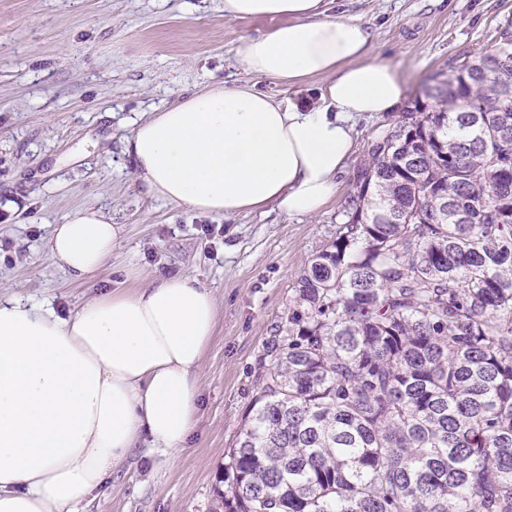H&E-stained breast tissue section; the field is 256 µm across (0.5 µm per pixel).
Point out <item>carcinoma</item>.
<instances>
[{"mask_svg": "<svg viewBox=\"0 0 512 512\" xmlns=\"http://www.w3.org/2000/svg\"><path fill=\"white\" fill-rule=\"evenodd\" d=\"M371 141L213 512H512V24Z\"/></svg>", "mask_w": 512, "mask_h": 512, "instance_id": "1", "label": "carcinoma"}]
</instances>
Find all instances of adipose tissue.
Masks as SVG:
<instances>
[{
  "instance_id": "ef3b65f1",
  "label": "adipose tissue",
  "mask_w": 512,
  "mask_h": 512,
  "mask_svg": "<svg viewBox=\"0 0 512 512\" xmlns=\"http://www.w3.org/2000/svg\"><path fill=\"white\" fill-rule=\"evenodd\" d=\"M332 5L224 0L227 21L275 22L239 45L244 71L289 87L321 79L320 100L222 84L143 115L124 153L148 197L227 219L327 205L355 147L351 116L395 111L404 95L365 24ZM120 231L103 211H76L53 226L50 256L85 281L111 263ZM217 309L212 290L182 272L65 316L0 294V512H81L145 442L175 459L197 426Z\"/></svg>"
}]
</instances>
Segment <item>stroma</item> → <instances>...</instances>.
<instances>
[{"label":"stroma","mask_w":512,"mask_h":512,"mask_svg":"<svg viewBox=\"0 0 512 512\" xmlns=\"http://www.w3.org/2000/svg\"><path fill=\"white\" fill-rule=\"evenodd\" d=\"M360 16L413 106L430 78L492 49L512 0H335ZM268 19L228 22L224 0H0V289L60 313L158 273L212 288L217 330L201 377L197 428L174 461L148 446L93 493L84 512H209L224 450L256 393V362L288 312L302 269L335 236L369 143L397 113L353 118L356 147L340 187L313 217L227 220L148 198L122 153L141 113L215 83H252L316 102L319 80L293 89L243 71L242 39ZM94 208L122 227L112 262L78 284L51 260L53 225ZM138 278H129V270Z\"/></svg>","instance_id":"1"}]
</instances>
